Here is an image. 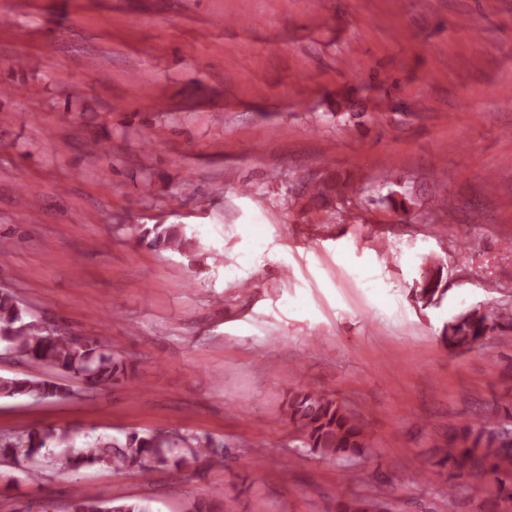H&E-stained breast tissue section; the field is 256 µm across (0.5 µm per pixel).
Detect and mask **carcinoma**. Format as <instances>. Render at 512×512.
Returning <instances> with one entry per match:
<instances>
[{"label": "carcinoma", "instance_id": "cac0c4a2", "mask_svg": "<svg viewBox=\"0 0 512 512\" xmlns=\"http://www.w3.org/2000/svg\"><path fill=\"white\" fill-rule=\"evenodd\" d=\"M151 243L180 253L191 252V243L176 225L156 224L145 229ZM30 310L10 291L0 290V344L4 350L34 367L45 368L42 376H0V399L52 401L76 394L82 388L108 387L125 377V363L112 353L101 336H74L49 330L30 320ZM485 313L465 314L446 326L448 345L472 344L490 329ZM288 420L303 437V446L313 454L349 458L372 447L364 424L336 400L315 388L292 393L286 409ZM46 448L68 453L74 469L107 465L119 471L136 467L148 475L160 466L190 467L201 460L220 464L224 450L211 441L180 434L130 432L124 440L102 438L76 445L66 430L45 428L19 432L0 439V458L25 465L27 477L42 473ZM439 469L422 476L436 481L441 497L453 507L456 481L481 471L496 476V492L490 507L512 501V405L503 408L502 420L486 417L453 430L439 449ZM377 504L361 498L338 497L336 512H376ZM187 512H236L235 500L223 492L197 499ZM67 512H153L147 503L134 500H104L87 488H78Z\"/></svg>", "mask_w": 512, "mask_h": 512}]
</instances>
